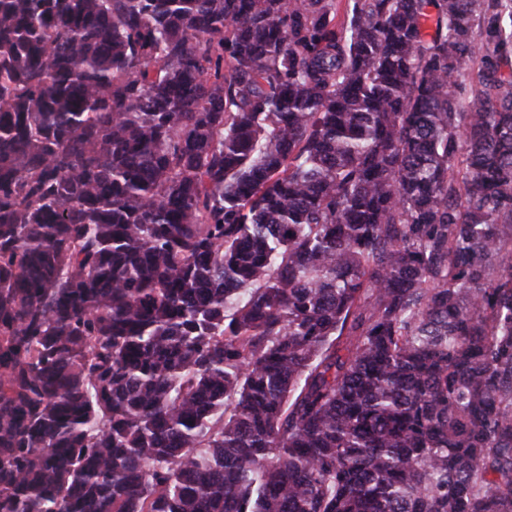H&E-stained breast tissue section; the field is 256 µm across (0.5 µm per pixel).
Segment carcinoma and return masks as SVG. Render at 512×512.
<instances>
[{
    "label": "carcinoma",
    "mask_w": 512,
    "mask_h": 512,
    "mask_svg": "<svg viewBox=\"0 0 512 512\" xmlns=\"http://www.w3.org/2000/svg\"><path fill=\"white\" fill-rule=\"evenodd\" d=\"M0 512H512V0H0Z\"/></svg>",
    "instance_id": "1"
}]
</instances>
